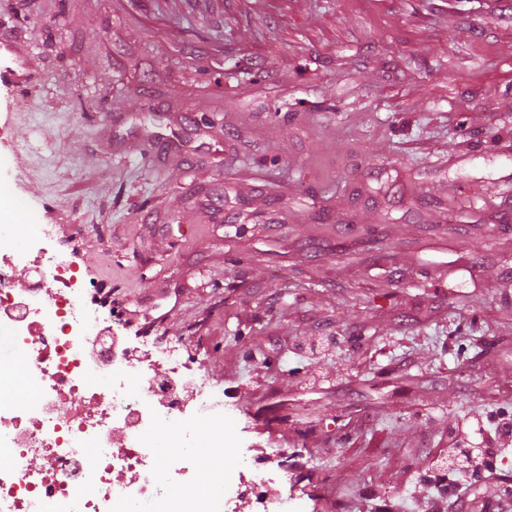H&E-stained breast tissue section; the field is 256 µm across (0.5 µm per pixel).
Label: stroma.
<instances>
[{
	"instance_id": "35a3bbf8",
	"label": "stroma",
	"mask_w": 512,
	"mask_h": 512,
	"mask_svg": "<svg viewBox=\"0 0 512 512\" xmlns=\"http://www.w3.org/2000/svg\"><path fill=\"white\" fill-rule=\"evenodd\" d=\"M0 212L181 340L305 512H428L512 413V0H0ZM161 133L155 158L136 139ZM0 83L29 89L36 86L27 56L14 43L4 39L0 41Z\"/></svg>"
}]
</instances>
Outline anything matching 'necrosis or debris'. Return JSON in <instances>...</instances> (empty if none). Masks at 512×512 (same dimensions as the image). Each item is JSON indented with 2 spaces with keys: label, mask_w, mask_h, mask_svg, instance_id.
<instances>
[{
  "label": "necrosis or debris",
  "mask_w": 512,
  "mask_h": 512,
  "mask_svg": "<svg viewBox=\"0 0 512 512\" xmlns=\"http://www.w3.org/2000/svg\"><path fill=\"white\" fill-rule=\"evenodd\" d=\"M0 512H299L267 492L253 445L225 434L224 396L190 372L179 341L149 373L95 309L49 224H0ZM30 285L15 272L30 252ZM25 385L29 394L14 390ZM122 443H115V436ZM43 466H34V459ZM220 466L203 491L197 473Z\"/></svg>",
  "instance_id": "necrosis-or-debris-1"
}]
</instances>
